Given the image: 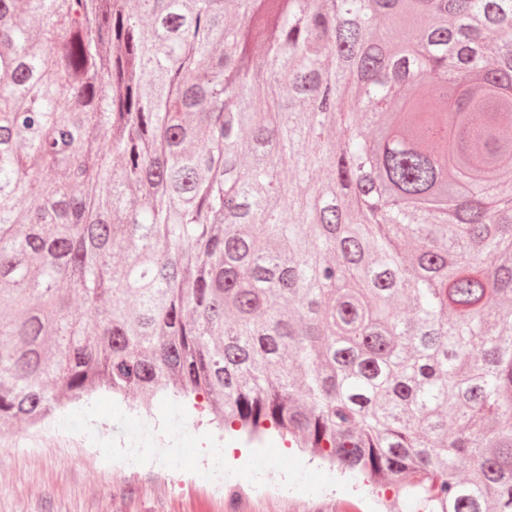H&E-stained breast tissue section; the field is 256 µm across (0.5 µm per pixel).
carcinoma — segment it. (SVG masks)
I'll list each match as a JSON object with an SVG mask.
<instances>
[{"label": "carcinoma", "instance_id": "cac0c4a2", "mask_svg": "<svg viewBox=\"0 0 512 512\" xmlns=\"http://www.w3.org/2000/svg\"><path fill=\"white\" fill-rule=\"evenodd\" d=\"M510 111L512 0H0V426L202 395L512 512Z\"/></svg>", "mask_w": 512, "mask_h": 512}]
</instances>
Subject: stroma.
<instances>
[{
    "instance_id": "obj_1",
    "label": "stroma",
    "mask_w": 512,
    "mask_h": 512,
    "mask_svg": "<svg viewBox=\"0 0 512 512\" xmlns=\"http://www.w3.org/2000/svg\"><path fill=\"white\" fill-rule=\"evenodd\" d=\"M136 403L98 390L0 430V512H407L393 487L360 486L278 434L224 432L203 397ZM217 454L238 493L213 483Z\"/></svg>"
}]
</instances>
